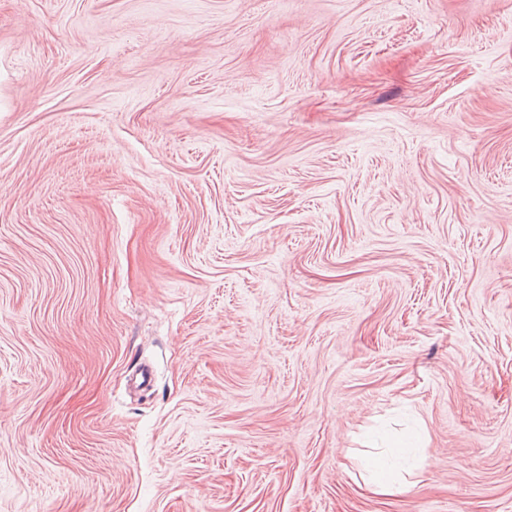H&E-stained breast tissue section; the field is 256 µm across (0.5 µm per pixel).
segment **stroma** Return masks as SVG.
I'll return each instance as SVG.
<instances>
[{
    "instance_id": "1",
    "label": "stroma",
    "mask_w": 512,
    "mask_h": 512,
    "mask_svg": "<svg viewBox=\"0 0 512 512\" xmlns=\"http://www.w3.org/2000/svg\"><path fill=\"white\" fill-rule=\"evenodd\" d=\"M0 512H512V0H0ZM369 490L378 496L390 497L401 491L402 483L398 476L380 464H374L371 470Z\"/></svg>"
}]
</instances>
